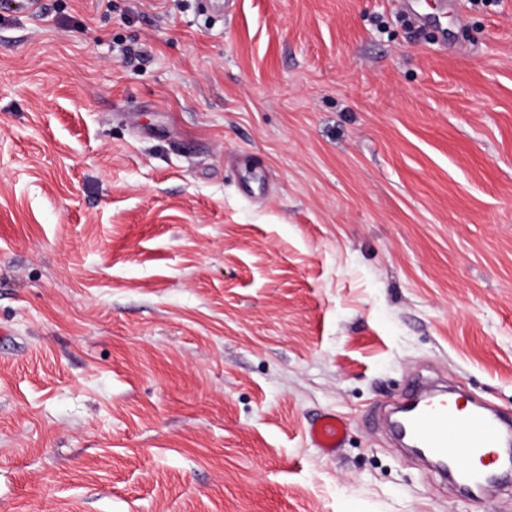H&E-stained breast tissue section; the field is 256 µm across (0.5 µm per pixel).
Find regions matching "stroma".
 Returning a JSON list of instances; mask_svg holds the SVG:
<instances>
[{
  "label": "stroma",
  "instance_id": "1",
  "mask_svg": "<svg viewBox=\"0 0 512 512\" xmlns=\"http://www.w3.org/2000/svg\"><path fill=\"white\" fill-rule=\"evenodd\" d=\"M418 372L512 408V0H0V512H512ZM442 395L410 389L403 398L404 411L394 420L400 438L408 446H418L434 466L438 462L449 466L448 478L460 491L498 487L512 471L497 450L505 448L511 434L510 413L480 404L463 410L456 400L445 398L433 402ZM435 467L448 475L447 469ZM346 436V423L335 412H324L313 420L307 429V437L315 448L326 455H335L342 448Z\"/></svg>",
  "mask_w": 512,
  "mask_h": 512
}]
</instances>
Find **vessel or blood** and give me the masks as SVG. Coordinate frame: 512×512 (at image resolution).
I'll list each match as a JSON object with an SVG mask.
<instances>
[{
	"mask_svg": "<svg viewBox=\"0 0 512 512\" xmlns=\"http://www.w3.org/2000/svg\"><path fill=\"white\" fill-rule=\"evenodd\" d=\"M399 417L400 437L418 446L431 463L449 466V479L460 491L498 487L512 467L500 449L512 435V413L476 405L466 410L444 399L410 389ZM346 436L344 419L333 412L320 414L307 429V437L323 453L335 454Z\"/></svg>",
	"mask_w": 512,
	"mask_h": 512,
	"instance_id": "vessel-or-blood-1",
	"label": "vessel or blood"
}]
</instances>
